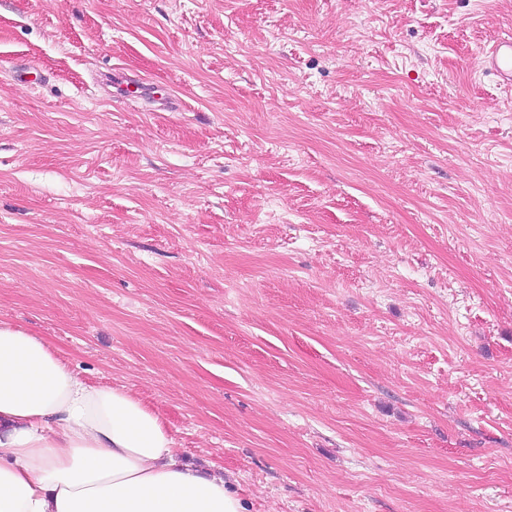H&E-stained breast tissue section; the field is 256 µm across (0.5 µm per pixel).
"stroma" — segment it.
Wrapping results in <instances>:
<instances>
[{"mask_svg": "<svg viewBox=\"0 0 512 512\" xmlns=\"http://www.w3.org/2000/svg\"><path fill=\"white\" fill-rule=\"evenodd\" d=\"M507 33L512 0H0V321L250 512H512ZM481 63L494 71L503 84L512 85V38H498L482 50ZM112 97L120 101H143L153 105V111L166 110L172 104L171 95L159 84L147 85L141 80L128 77L114 78Z\"/></svg>", "mask_w": 512, "mask_h": 512, "instance_id": "1", "label": "stroma"}]
</instances>
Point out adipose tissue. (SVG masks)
I'll return each instance as SVG.
<instances>
[{"mask_svg": "<svg viewBox=\"0 0 512 512\" xmlns=\"http://www.w3.org/2000/svg\"><path fill=\"white\" fill-rule=\"evenodd\" d=\"M0 512H249L220 467L181 460L131 387L89 383L0 321Z\"/></svg>", "mask_w": 512, "mask_h": 512, "instance_id": "adipose-tissue-1", "label": "adipose tissue"}]
</instances>
